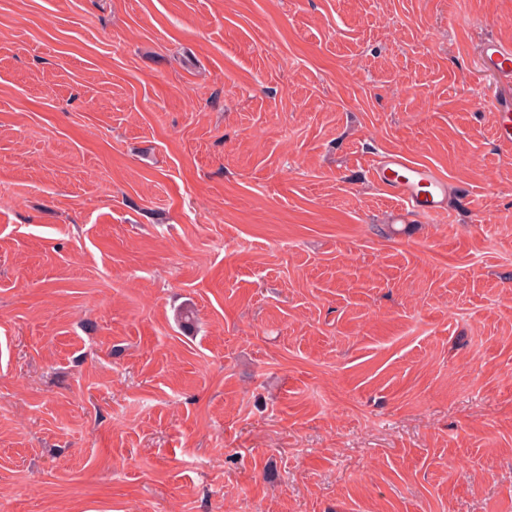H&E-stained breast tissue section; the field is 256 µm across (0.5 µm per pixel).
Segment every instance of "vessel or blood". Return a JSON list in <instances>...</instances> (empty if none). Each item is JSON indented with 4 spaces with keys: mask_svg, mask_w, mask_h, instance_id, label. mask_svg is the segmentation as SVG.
Returning a JSON list of instances; mask_svg holds the SVG:
<instances>
[{
    "mask_svg": "<svg viewBox=\"0 0 512 512\" xmlns=\"http://www.w3.org/2000/svg\"><path fill=\"white\" fill-rule=\"evenodd\" d=\"M478 67L493 74L504 86L512 85V44L483 36L477 47ZM496 138L499 144L512 145V99L497 103ZM372 181L397 199L392 223L411 224L421 217H437L448 212L453 186L446 175L426 163L411 161L399 152H390L374 160Z\"/></svg>",
    "mask_w": 512,
    "mask_h": 512,
    "instance_id": "vessel-or-blood-1",
    "label": "vessel or blood"
}]
</instances>
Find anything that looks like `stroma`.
Returning a JSON list of instances; mask_svg holds the SVG:
<instances>
[{
	"instance_id": "1",
	"label": "stroma",
	"mask_w": 512,
	"mask_h": 512,
	"mask_svg": "<svg viewBox=\"0 0 512 512\" xmlns=\"http://www.w3.org/2000/svg\"><path fill=\"white\" fill-rule=\"evenodd\" d=\"M512 0H0V512H512ZM387 152L469 191L388 220ZM478 67L493 74L506 87L512 85V44L484 35L477 47ZM496 138L499 144L512 145V99L504 98L495 108Z\"/></svg>"
}]
</instances>
